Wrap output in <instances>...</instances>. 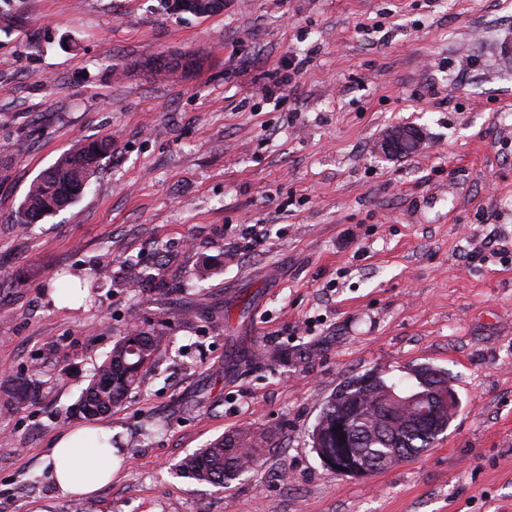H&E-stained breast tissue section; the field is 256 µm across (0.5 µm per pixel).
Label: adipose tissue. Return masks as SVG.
Here are the masks:
<instances>
[{
    "label": "adipose tissue",
    "instance_id": "adipose-tissue-1",
    "mask_svg": "<svg viewBox=\"0 0 512 512\" xmlns=\"http://www.w3.org/2000/svg\"><path fill=\"white\" fill-rule=\"evenodd\" d=\"M111 437V428L103 425L70 428L57 436L49 475L61 494L91 495L111 481L118 462Z\"/></svg>",
    "mask_w": 512,
    "mask_h": 512
}]
</instances>
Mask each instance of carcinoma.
<instances>
[{
	"mask_svg": "<svg viewBox=\"0 0 512 512\" xmlns=\"http://www.w3.org/2000/svg\"><path fill=\"white\" fill-rule=\"evenodd\" d=\"M111 148L112 139L104 137L62 155L30 182L16 211V221L28 228L73 204L96 175ZM168 344L169 337L162 329L131 330L117 339L110 355L97 366L85 388L79 403L80 413L93 418L120 406L140 383L145 365L154 362ZM361 380L362 376H353L338 387L335 394L323 403L314 429L330 430L340 406L357 404L361 422L353 424V445L354 452L361 457L388 469L398 464L400 451L410 448L418 454L432 447L438 435L417 426L404 413L397 414L399 424L391 426L399 435V441L392 442L381 430V422L375 412L368 409L366 397H384L393 382L380 375L363 389L359 387ZM32 397L33 389L24 380L7 392L4 407L8 410L23 408ZM272 433L273 430L268 429L253 435L228 434L182 458L177 468L198 481L222 487L227 479L248 470L259 460L270 444Z\"/></svg>",
	"mask_w": 512,
	"mask_h": 512,
	"instance_id": "cac0c4a2",
	"label": "carcinoma"
}]
</instances>
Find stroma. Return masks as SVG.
<instances>
[{
	"mask_svg": "<svg viewBox=\"0 0 512 512\" xmlns=\"http://www.w3.org/2000/svg\"><path fill=\"white\" fill-rule=\"evenodd\" d=\"M508 40L512 0H0V391L37 394L0 411V512H512ZM402 125L420 149L377 155ZM105 136L76 203L15 223ZM130 260L168 294L131 287ZM133 325L172 342L102 418L123 462L62 496L52 443ZM417 366L457 396L445 433L368 478L328 470L323 402ZM268 429L224 486L173 469ZM112 148V139L92 140L62 155L28 186L16 211V221L25 228L71 204L96 175Z\"/></svg>",
	"mask_w": 512,
	"mask_h": 512,
	"instance_id": "1",
	"label": "stroma"
}]
</instances>
